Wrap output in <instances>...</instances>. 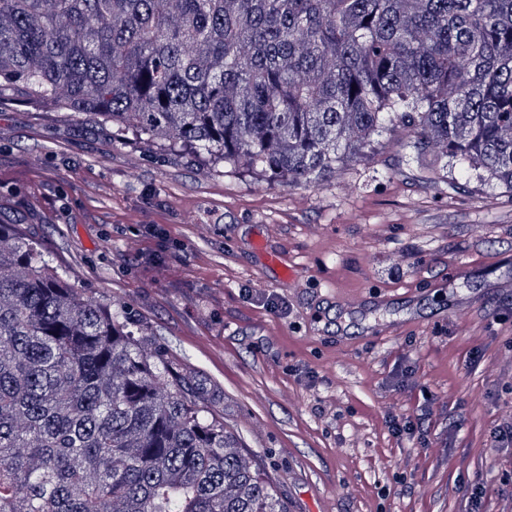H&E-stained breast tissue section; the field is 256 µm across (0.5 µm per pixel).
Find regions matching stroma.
I'll use <instances>...</instances> for the list:
<instances>
[{"instance_id": "stroma-1", "label": "stroma", "mask_w": 512, "mask_h": 512, "mask_svg": "<svg viewBox=\"0 0 512 512\" xmlns=\"http://www.w3.org/2000/svg\"><path fill=\"white\" fill-rule=\"evenodd\" d=\"M409 154L293 188L5 101L0 222L152 330L288 512H512V193Z\"/></svg>"}]
</instances>
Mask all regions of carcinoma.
<instances>
[{"label":"carcinoma","mask_w":512,"mask_h":512,"mask_svg":"<svg viewBox=\"0 0 512 512\" xmlns=\"http://www.w3.org/2000/svg\"><path fill=\"white\" fill-rule=\"evenodd\" d=\"M269 184L396 135L512 190V0H0V98ZM0 512H287L125 306L0 224Z\"/></svg>","instance_id":"carcinoma-1"}]
</instances>
